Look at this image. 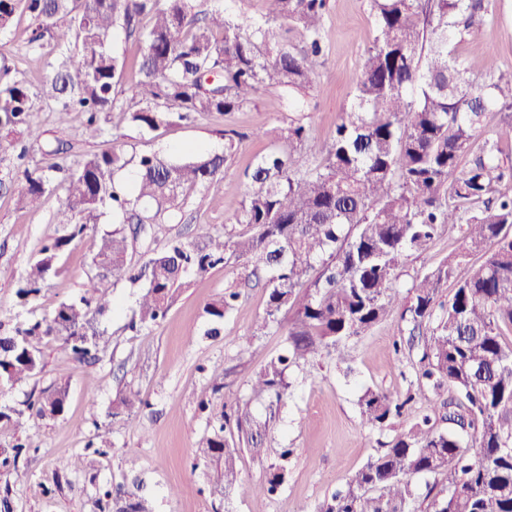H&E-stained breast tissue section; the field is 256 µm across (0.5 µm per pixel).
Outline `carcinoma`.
<instances>
[{
  "mask_svg": "<svg viewBox=\"0 0 512 512\" xmlns=\"http://www.w3.org/2000/svg\"><path fill=\"white\" fill-rule=\"evenodd\" d=\"M256 19L229 14L213 0H0V21L17 12L34 23L28 48L45 37L58 42L51 78L36 91L0 71V129L20 128L42 138L33 123L35 101L82 117L90 139L107 134V114L143 132H155L200 115H228L259 91L278 88L298 100L311 90L324 64V20L329 0H264ZM375 38L353 79L349 110L330 144L306 145L304 117L292 120L283 141L259 155L244 172L249 185L231 223L248 233L201 226L190 242L154 250L131 264L133 242L124 228L101 234L92 256L95 274L79 295L61 302L49 317L28 318L0 332V390H9L44 367L43 347L61 340L75 362L90 364L106 347L95 326L110 311L111 287L143 282L129 323L133 330L161 322L191 278L231 260L239 278L264 282L267 301L256 333L280 324L294 311L287 346L251 381L257 396L282 402L288 370L324 350L349 357L348 343L365 335L393 309L408 314L409 334L428 330L419 360L417 389L448 386L442 430L426 413L386 444L325 499L318 512H418L413 486L427 475H446L423 512H512V165L499 161V141L476 143L485 114L507 113L512 131V75L478 84L453 55V40L482 33L489 0H368ZM296 32L301 47L271 43L270 30ZM117 31L145 45L137 79L125 83L126 62L109 46ZM224 152L183 158L133 155L121 147L87 156L60 183L55 221L63 233L42 244L39 258L18 279L17 297L38 295L61 251L91 229L105 209L153 236L161 216L181 208L191 193L220 185L234 148L226 131ZM478 144L470 164L460 157ZM133 169L130 189L117 176ZM57 164L25 169L26 188L17 205L36 210L52 185ZM444 224L462 226L468 251L483 263L438 301L440 287L464 258L458 254L416 276L409 295L396 288L399 270L426 250ZM240 298L237 287L209 302L207 336L219 334L224 315ZM66 380L26 402L40 418L65 409ZM141 404L126 393L112 403V424L127 423ZM405 403L381 390L359 398L363 426L389 427ZM211 420L198 441V464L220 470L213 493L272 496L285 484L293 450L267 446L270 420L259 419L251 401L232 412L200 405ZM263 458L276 453L258 483L241 479L242 451ZM30 446L16 441L0 453V472L19 473ZM98 512H155L143 481L132 487H101Z\"/></svg>",
  "mask_w": 512,
  "mask_h": 512,
  "instance_id": "obj_1",
  "label": "carcinoma"
}]
</instances>
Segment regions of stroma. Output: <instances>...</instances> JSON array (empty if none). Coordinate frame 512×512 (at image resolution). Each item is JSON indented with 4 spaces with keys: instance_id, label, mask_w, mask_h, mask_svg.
I'll use <instances>...</instances> for the list:
<instances>
[{
    "instance_id": "stroma-1",
    "label": "stroma",
    "mask_w": 512,
    "mask_h": 512,
    "mask_svg": "<svg viewBox=\"0 0 512 512\" xmlns=\"http://www.w3.org/2000/svg\"><path fill=\"white\" fill-rule=\"evenodd\" d=\"M31 20L16 14L10 27L0 31V51L12 68L11 75L30 88L39 87L51 74L54 40H46L41 52L28 53ZM325 63L305 100L311 142L329 140L343 112L351 104L352 76L363 62V54L375 37V25L367 0H330L325 22ZM455 53L478 81L490 74L512 75V0H493L480 38L460 41ZM294 114L286 93L262 90L255 101L226 116L206 115L188 124H174L156 132L125 131V148L133 153L181 155L183 149L220 151L224 131L239 137L224 169V179L207 196L192 194L181 212L156 227V247L170 240L192 238L197 226L223 229L239 210L247 187L243 172L255 156L285 133ZM33 120L45 140L61 142L58 161L72 166L83 156L112 148V136L86 139L78 121L51 105L39 102ZM267 130L262 139L255 129ZM20 132L0 130V266L23 273L37 256L41 245L60 233L55 214L60 191L47 192L39 211L18 210L15 198L25 186L23 172L14 165L13 146ZM95 235L73 242L59 256L57 271L40 295L21 304L16 285L0 282V322L13 325L32 316L50 315L63 301L76 296L91 275ZM459 225L443 226L439 237L422 253L413 254L397 280L400 294H407L416 274L435 269L449 256L464 254L455 270V280L465 278L478 266L481 253H465ZM238 279L236 264L217 266L192 279V286L171 306L158 325L138 331L128 322L141 292L140 285L118 283L112 290L118 311L109 313L102 324L109 344L99 361L76 366L69 349L59 341L45 349L44 367L26 382L0 393V406L21 407L30 393L47 389L68 378V405L55 419L25 415L0 422V450L15 439L29 442L31 451L20 460L28 469L27 482L16 483L0 473V492L10 493V512H95L97 487L126 483L138 471L156 512H316L319 504L380 450L407 429L425 408H440L441 400L426 391L407 404L403 416L384 430H369L361 423L358 399L369 388L397 398L406 397L417 383L418 361L423 337H410L401 310L351 343L349 363L334 355L318 357L315 365L293 369L284 404L270 425L269 445L294 448L291 474L280 492L264 496L233 497L223 502L212 495L216 474L194 469L196 444L207 430L199 410L201 401L215 408L251 400L250 379L286 344L287 324L292 313H282L281 328L258 336L254 327L265 308L267 292L250 285L242 288L237 307L226 313L221 334L204 336L207 316L204 307ZM254 342L250 355L239 357L241 340ZM220 392H213L214 384ZM139 392L143 406L128 424L111 425L112 402L126 391ZM258 416H265L266 403L251 400ZM109 431L112 447L107 456L89 457L77 471L60 469L59 463L84 454L87 442L101 431Z\"/></svg>"
}]
</instances>
